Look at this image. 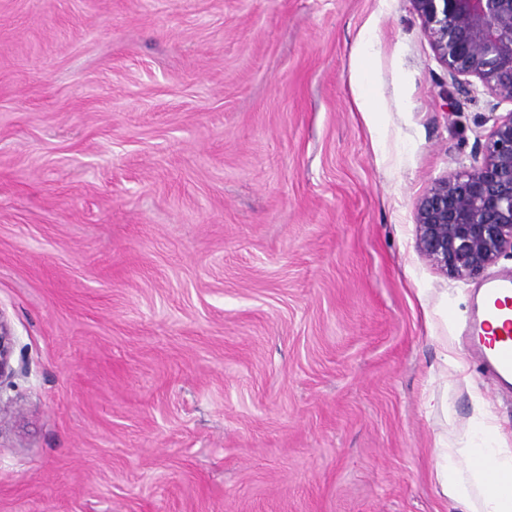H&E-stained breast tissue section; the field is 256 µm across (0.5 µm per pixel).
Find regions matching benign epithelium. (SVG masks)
<instances>
[{
    "label": "benign epithelium",
    "instance_id": "obj_1",
    "mask_svg": "<svg viewBox=\"0 0 512 512\" xmlns=\"http://www.w3.org/2000/svg\"><path fill=\"white\" fill-rule=\"evenodd\" d=\"M452 80L457 111L477 101L467 77L512 102V0H413ZM417 247L443 273L474 277L512 252V112L494 119L480 156L438 181L417 209ZM12 335L0 315V382L12 374Z\"/></svg>",
    "mask_w": 512,
    "mask_h": 512
}]
</instances>
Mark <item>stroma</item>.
I'll use <instances>...</instances> for the list:
<instances>
[{"instance_id":"35a3bbf8","label":"stroma","mask_w":512,"mask_h":512,"mask_svg":"<svg viewBox=\"0 0 512 512\" xmlns=\"http://www.w3.org/2000/svg\"><path fill=\"white\" fill-rule=\"evenodd\" d=\"M448 82L412 0H0V512H465L512 255L446 275L416 215L512 103ZM469 351L500 384L512 378V277L489 281L468 320ZM12 335L9 325L0 313V383L12 374Z\"/></svg>"}]
</instances>
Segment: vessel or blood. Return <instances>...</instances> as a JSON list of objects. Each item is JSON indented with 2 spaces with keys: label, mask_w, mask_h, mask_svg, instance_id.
<instances>
[{
  "label": "vessel or blood",
  "mask_w": 512,
  "mask_h": 512,
  "mask_svg": "<svg viewBox=\"0 0 512 512\" xmlns=\"http://www.w3.org/2000/svg\"><path fill=\"white\" fill-rule=\"evenodd\" d=\"M469 351L505 384L512 381V277L489 281L468 320Z\"/></svg>",
  "instance_id": "1"
}]
</instances>
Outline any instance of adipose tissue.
<instances>
[{"label": "adipose tissue", "mask_w": 512, "mask_h": 512, "mask_svg": "<svg viewBox=\"0 0 512 512\" xmlns=\"http://www.w3.org/2000/svg\"><path fill=\"white\" fill-rule=\"evenodd\" d=\"M458 455L466 461L481 457L482 466H471L466 477L449 468L447 451H440L436 477L442 497L459 504L480 495L482 512H512V458H504L500 448H462Z\"/></svg>", "instance_id": "1"}]
</instances>
